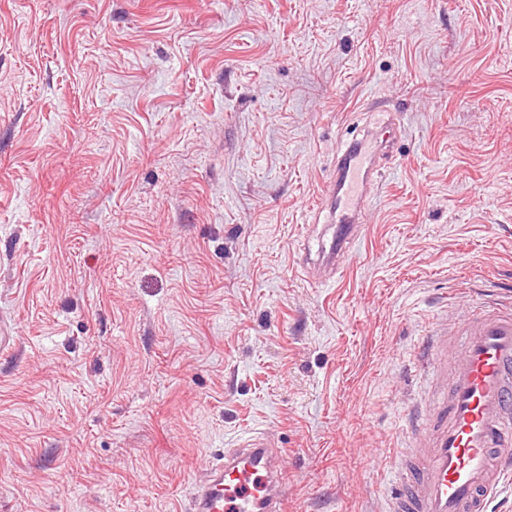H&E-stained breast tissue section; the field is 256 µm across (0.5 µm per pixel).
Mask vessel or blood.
<instances>
[{
	"instance_id": "obj_1",
	"label": "vessel or blood",
	"mask_w": 512,
	"mask_h": 512,
	"mask_svg": "<svg viewBox=\"0 0 512 512\" xmlns=\"http://www.w3.org/2000/svg\"><path fill=\"white\" fill-rule=\"evenodd\" d=\"M389 145L376 134L336 154V178L321 192L329 225L317 267L338 273L357 239L368 191L378 183ZM448 324L434 325L418 359L420 381L445 384V402L420 403L408 430L413 447L398 454L388 512H488L489 497L512 484V299L475 306L456 360ZM285 458L265 434L246 436L208 468L191 512H283Z\"/></svg>"
}]
</instances>
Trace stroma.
Instances as JSON below:
<instances>
[{"label": "stroma", "instance_id": "stroma-1", "mask_svg": "<svg viewBox=\"0 0 512 512\" xmlns=\"http://www.w3.org/2000/svg\"><path fill=\"white\" fill-rule=\"evenodd\" d=\"M398 113L315 283L336 150ZM512 291V0H0V512H190L286 448L385 512L419 346Z\"/></svg>", "mask_w": 512, "mask_h": 512}]
</instances>
